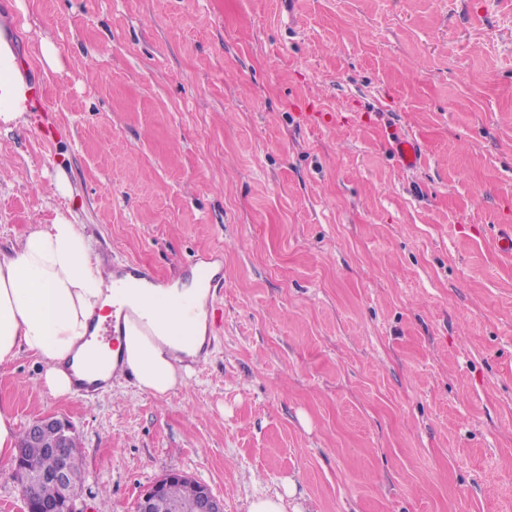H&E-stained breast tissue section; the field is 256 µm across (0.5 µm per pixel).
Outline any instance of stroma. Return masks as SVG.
Listing matches in <instances>:
<instances>
[{"instance_id": "35a3bbf8", "label": "stroma", "mask_w": 512, "mask_h": 512, "mask_svg": "<svg viewBox=\"0 0 512 512\" xmlns=\"http://www.w3.org/2000/svg\"><path fill=\"white\" fill-rule=\"evenodd\" d=\"M0 25L37 94L0 130V248L62 214L105 268L219 267L167 396L0 364L17 427L75 429L77 512L172 471L224 512L287 483L300 512H512V0H0ZM392 149L403 168L415 169L420 165L422 151L419 142L415 138L397 135L392 139Z\"/></svg>"}]
</instances>
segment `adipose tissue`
Returning a JSON list of instances; mask_svg holds the SVG:
<instances>
[{
    "label": "adipose tissue",
    "mask_w": 512,
    "mask_h": 512,
    "mask_svg": "<svg viewBox=\"0 0 512 512\" xmlns=\"http://www.w3.org/2000/svg\"><path fill=\"white\" fill-rule=\"evenodd\" d=\"M19 50L0 30V126L27 124L34 106ZM210 290L203 276L162 288L127 276L112 281L93 261L89 240L65 216L32 227L0 250V363L25 350L45 365L57 397L77 382H108L114 369L157 396L182 386L206 345ZM124 315L118 348L89 341L94 322Z\"/></svg>",
    "instance_id": "obj_1"
}]
</instances>
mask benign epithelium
<instances>
[{"mask_svg":"<svg viewBox=\"0 0 512 512\" xmlns=\"http://www.w3.org/2000/svg\"><path fill=\"white\" fill-rule=\"evenodd\" d=\"M49 426L64 435L63 444L51 449L58 458L56 469L50 473H42L30 464L18 463L13 468L12 478L22 491L38 481L55 483L60 489V496L56 501L46 505L44 510L77 512L74 490L78 482V470L72 465V458L77 456V436L68 422L55 416L37 418L31 421L27 428L30 436L37 437ZM171 480L181 481L188 495L187 508L179 512H224V500L217 497L208 485L180 472L169 473L155 482L139 497L135 512H156L163 499L165 484Z\"/></svg>","mask_w":512,"mask_h":512,"instance_id":"1","label":"benign epithelium"}]
</instances>
